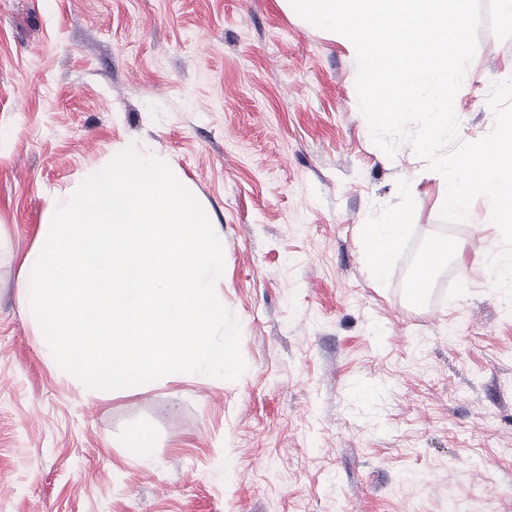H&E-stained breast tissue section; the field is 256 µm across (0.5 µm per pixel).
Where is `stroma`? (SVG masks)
<instances>
[{
    "label": "stroma",
    "instance_id": "35a3bbf8",
    "mask_svg": "<svg viewBox=\"0 0 512 512\" xmlns=\"http://www.w3.org/2000/svg\"><path fill=\"white\" fill-rule=\"evenodd\" d=\"M481 4L448 153L494 130L512 79V22ZM356 77L277 0H0V512H512V303L479 257L500 230L483 200L442 221L443 176L375 143ZM132 146L215 221L237 379L97 399L41 357L20 259L52 188ZM399 211L412 230L380 284L360 227ZM447 234L460 256L410 306L414 257Z\"/></svg>",
    "mask_w": 512,
    "mask_h": 512
}]
</instances>
